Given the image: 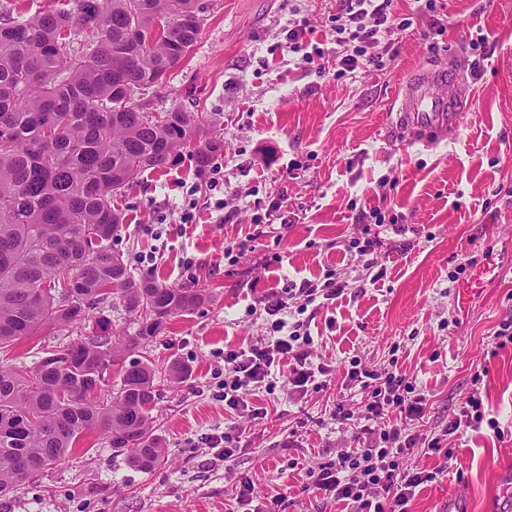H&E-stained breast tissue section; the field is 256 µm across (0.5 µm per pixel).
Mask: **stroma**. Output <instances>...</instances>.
<instances>
[{
	"label": "stroma",
	"instance_id": "obj_1",
	"mask_svg": "<svg viewBox=\"0 0 512 512\" xmlns=\"http://www.w3.org/2000/svg\"><path fill=\"white\" fill-rule=\"evenodd\" d=\"M197 43L159 89L153 107L212 121L224 151L206 169L192 156L146 171L114 194L124 222L114 242L134 275L206 289L208 300L175 316L148 348L188 366L162 382L154 411L164 463L144 473L86 433L42 478L0 496V512H232L239 476L253 502L282 498V512H341L305 492L306 472L373 436L330 412L353 360L415 378L429 403L416 432L439 434L482 384L481 427L449 437L451 457L408 455L441 468L410 512H512V347L491 356L512 317V0H397L409 21L379 69L339 72L336 0H201ZM306 23L307 55L288 52ZM451 66L442 94L463 108L456 130L397 120L408 80ZM286 226L273 230L270 203ZM375 252L362 253L366 236ZM335 274L344 293L296 312L332 370L327 387L294 394L287 373L257 393L265 418L243 421L232 461L212 460L204 434L232 416L216 397L224 351L264 335L254 306L272 288Z\"/></svg>",
	"mask_w": 512,
	"mask_h": 512
}]
</instances>
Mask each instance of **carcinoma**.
<instances>
[{
  "instance_id": "1",
  "label": "carcinoma",
  "mask_w": 512,
  "mask_h": 512,
  "mask_svg": "<svg viewBox=\"0 0 512 512\" xmlns=\"http://www.w3.org/2000/svg\"><path fill=\"white\" fill-rule=\"evenodd\" d=\"M199 0H73L69 9L0 12V495L65 459L96 431L137 470L165 460L152 411L162 372L145 356L174 315L208 299L135 277L113 242L112 195L148 169L179 165L205 129L201 112H140L148 90L194 47ZM224 148L192 152L203 169ZM116 296L137 328L114 336L91 311ZM58 328L76 335L34 366L5 352Z\"/></svg>"
}]
</instances>
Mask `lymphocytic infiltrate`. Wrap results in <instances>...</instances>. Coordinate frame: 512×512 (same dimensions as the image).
Returning <instances> with one entry per match:
<instances>
[{
	"label": "lymphocytic infiltrate",
	"mask_w": 512,
	"mask_h": 512,
	"mask_svg": "<svg viewBox=\"0 0 512 512\" xmlns=\"http://www.w3.org/2000/svg\"><path fill=\"white\" fill-rule=\"evenodd\" d=\"M395 19L394 0H338L337 30L347 34L350 42L349 47L336 53L342 71L378 67L379 58L371 49L384 42ZM343 290V283L329 277L323 283L305 281L284 292L273 289L263 297L260 310L270 318L268 335L224 353L221 396L235 420L223 431L205 438L206 447L214 450L217 458L228 461L239 451L243 433L239 419L263 415L262 409L247 404L246 397L261 389L273 391L277 370L287 368L291 385L303 395L316 387L318 377L330 375L329 365L315 363L313 339L304 323L294 320L292 308L299 301L311 304L336 299ZM346 380L360 387L362 401L354 412L348 408L345 394H338L331 411L333 420L340 425L379 421L384 429L378 444L345 451L318 463L309 473L310 488L313 493L343 503L349 512H409L417 488L436 481L440 471L405 467L403 458L417 448L427 455L444 453L443 443L448 436L480 428L485 418L483 375L473 374L464 406L433 437L408 428L409 422L423 417L428 400L405 373L354 366L347 371Z\"/></svg>",
	"instance_id": "lymphocytic-infiltrate-1"
}]
</instances>
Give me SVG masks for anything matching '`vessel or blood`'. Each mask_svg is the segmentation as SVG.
I'll return each mask as SVG.
<instances>
[{"instance_id":"vessel-or-blood-1","label":"vessel or blood","mask_w":512,"mask_h":512,"mask_svg":"<svg viewBox=\"0 0 512 512\" xmlns=\"http://www.w3.org/2000/svg\"><path fill=\"white\" fill-rule=\"evenodd\" d=\"M442 71L427 70L419 74L404 90L398 108L399 119L421 128L455 127L459 121L458 108L450 97L431 95V86L446 82Z\"/></svg>"}]
</instances>
